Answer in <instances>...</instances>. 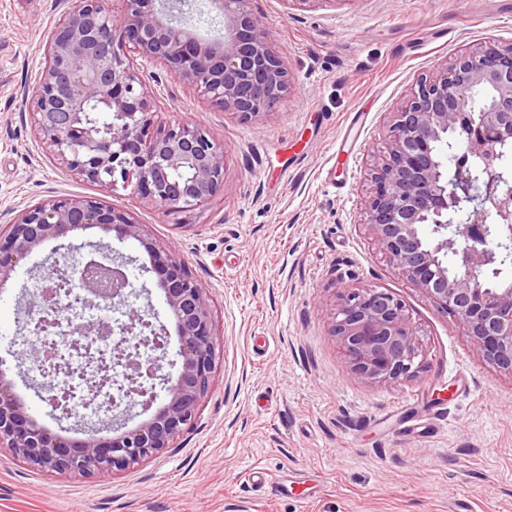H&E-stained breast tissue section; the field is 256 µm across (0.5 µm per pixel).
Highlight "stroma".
I'll return each instance as SVG.
<instances>
[{
    "instance_id": "obj_1",
    "label": "stroma",
    "mask_w": 512,
    "mask_h": 512,
    "mask_svg": "<svg viewBox=\"0 0 512 512\" xmlns=\"http://www.w3.org/2000/svg\"><path fill=\"white\" fill-rule=\"evenodd\" d=\"M66 0H0V225L53 196L107 199L130 211L203 288L218 334L212 388L170 448L118 473H56L0 447V512H512V376L482 362L452 316L399 276L359 215L387 117L416 79L465 49L512 40V0H319L300 10L253 0L291 77V94L246 120L211 106L163 63L135 58L156 128L198 122L225 155V190L169 214L131 191L76 179L34 130L25 93L39 79L47 36ZM362 129L339 148L352 121ZM136 258L168 333L175 321L137 241ZM0 294V355L25 350L17 309L30 270ZM400 299L419 333L418 377L359 378L331 332L343 288ZM424 406L414 433L400 411ZM273 487H256L253 471Z\"/></svg>"
}]
</instances>
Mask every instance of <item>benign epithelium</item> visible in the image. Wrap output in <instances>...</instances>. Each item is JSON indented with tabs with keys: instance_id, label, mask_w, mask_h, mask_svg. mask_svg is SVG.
Returning <instances> with one entry per match:
<instances>
[{
	"instance_id": "obj_1",
	"label": "benign epithelium",
	"mask_w": 512,
	"mask_h": 512,
	"mask_svg": "<svg viewBox=\"0 0 512 512\" xmlns=\"http://www.w3.org/2000/svg\"><path fill=\"white\" fill-rule=\"evenodd\" d=\"M71 0L47 37L44 66L31 90L35 130L57 160L82 181L110 192L131 189L169 212H189L224 193V150L199 123L178 121L153 130L152 102L130 53L163 63L212 106L248 119L266 113L290 93L291 79L264 17L252 0H209L224 17L218 40L190 30L192 0ZM98 107L108 114L102 126ZM512 150V42H489L437 65L418 78L390 113L385 150L368 171L369 195L360 213L375 248L390 266L438 308L453 316L472 352L512 375V277L490 274L512 265V170L502 150ZM454 176L448 177V161ZM98 227L146 250L178 332L176 377L158 374L168 357V334L133 306L127 274L132 260L112 249L72 241ZM70 260L85 305L110 303L127 320L75 323L112 339L105 357L93 342L74 348L91 368L95 386L123 394L120 413L152 409L155 380L165 401L133 428L113 427L112 415L94 408L96 421L81 436L43 423L13 392L0 369V446L42 470L90 474L124 471L152 456L195 421L211 390L217 334L209 299L184 263L161 250L126 210L88 196H54L22 210L0 227V286L42 243ZM93 248L84 255L81 250ZM60 284L42 275L24 308L61 316L53 299ZM333 333L355 374L374 382L415 378L420 364L417 328L401 301L382 288H346L338 295Z\"/></svg>"
}]
</instances>
